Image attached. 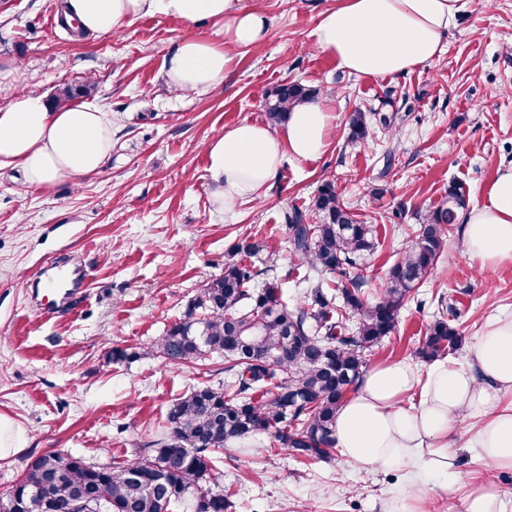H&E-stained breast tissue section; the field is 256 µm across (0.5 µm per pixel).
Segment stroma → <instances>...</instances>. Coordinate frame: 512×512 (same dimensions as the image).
I'll use <instances>...</instances> for the list:
<instances>
[{
  "label": "stroma",
  "instance_id": "1",
  "mask_svg": "<svg viewBox=\"0 0 512 512\" xmlns=\"http://www.w3.org/2000/svg\"><path fill=\"white\" fill-rule=\"evenodd\" d=\"M338 0H238L261 10L270 32L245 49L217 86L178 93L166 62L186 39L223 45L210 22L165 16L134 20L103 36H70L60 0H0V106L17 91L50 97L57 85L93 79L92 105L112 120V154L98 173L41 191L21 172L0 169V415L26 436L0 460V494L38 456L61 451L93 463L134 457L167 434L166 414L192 388L224 378V359L171 366L146 349L182 318L199 288L218 276L225 253L247 234L262 238L289 305L310 282L288 247L284 215L308 208L323 180L373 224L378 247L359 271L368 298L386 288L389 268L418 214L439 205L449 183L468 206L512 164V0H471L436 61L398 76L360 77L314 46L322 13ZM299 81L316 87L336 115L316 160L285 158L260 196L218 210L205 145L239 123L265 122L264 96ZM391 96L409 115L373 126L365 145L346 144L353 109ZM50 305L41 315L36 303ZM457 312L463 346L493 311H512V263L485 274L451 227L431 279L400 312L395 332L367 354L368 365L415 359L443 307ZM119 345L136 351L115 364ZM220 485L231 512H385L399 474L373 473L343 458L308 462L261 435L248 450L225 451ZM487 471L464 453L457 481L427 477L426 512H461L463 483Z\"/></svg>",
  "mask_w": 512,
  "mask_h": 512
}]
</instances>
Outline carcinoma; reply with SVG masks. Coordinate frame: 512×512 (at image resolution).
Masks as SVG:
<instances>
[{"mask_svg": "<svg viewBox=\"0 0 512 512\" xmlns=\"http://www.w3.org/2000/svg\"><path fill=\"white\" fill-rule=\"evenodd\" d=\"M92 89L89 80L67 84L50 102L64 107ZM318 95L302 83L283 82L266 93L267 118L279 124L293 106ZM396 117L374 108L354 110L348 143L364 145L373 123L389 129ZM465 197L452 183L447 198L419 217L411 243L388 271L389 287L372 300L350 270L376 249L373 230L340 202L331 180L310 209L294 207L285 216L290 252L312 275L307 303L288 308L282 283L270 275L273 266L257 270L244 263L265 245L243 236L224 254L222 273L197 292L184 318L151 349L173 366L219 353L224 382L177 399L167 412L168 437L143 444L132 459L88 463L59 451L40 456L0 499V512H27L33 502L53 504L57 512H173L186 503L191 512H229L230 497L215 481L220 454L259 434L273 435L297 458L332 460L336 414L363 372L366 351L394 331L401 309L431 275ZM260 275L266 279L259 286ZM459 342L454 320L442 315L429 326L418 354L432 360Z\"/></svg>", "mask_w": 512, "mask_h": 512, "instance_id": "1", "label": "carcinoma"}]
</instances>
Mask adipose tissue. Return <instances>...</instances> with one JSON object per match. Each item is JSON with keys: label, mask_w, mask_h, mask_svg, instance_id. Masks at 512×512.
<instances>
[{"label": "adipose tissue", "mask_w": 512, "mask_h": 512, "mask_svg": "<svg viewBox=\"0 0 512 512\" xmlns=\"http://www.w3.org/2000/svg\"><path fill=\"white\" fill-rule=\"evenodd\" d=\"M85 30L108 35L133 19L163 15L188 24L202 20L224 28L223 46L181 41L167 62L177 91L216 86L232 65L231 48L269 34L258 10L234 0H66ZM470 0H340L317 24L316 46L339 68L376 77L401 74L432 62L442 40ZM336 119L323 103L290 110L281 130L243 122L206 147L218 186L215 201L232 212L258 195L285 157L316 159L327 147ZM112 152V125L103 111L80 103L50 107L25 92L0 107V165L22 169L27 187L52 189L63 180L97 172ZM483 201L463 213L467 254L480 269L512 261V167L482 189ZM467 422L465 447L476 449L491 471L469 484L461 512H512V498L495 474L512 470V313L490 315L464 359L452 356L419 369L405 361L369 368L336 415L335 437L348 462L373 472L402 471L406 488L388 512H423L419 487L429 475L452 476L456 429Z\"/></svg>", "instance_id": "adipose-tissue-1"}]
</instances>
